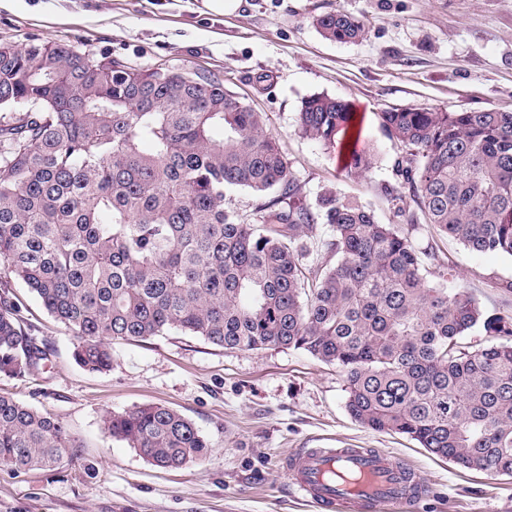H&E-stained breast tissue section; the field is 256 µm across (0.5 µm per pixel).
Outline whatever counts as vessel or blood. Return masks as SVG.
Wrapping results in <instances>:
<instances>
[{"label":"vessel or blood","instance_id":"vessel-or-blood-1","mask_svg":"<svg viewBox=\"0 0 512 512\" xmlns=\"http://www.w3.org/2000/svg\"><path fill=\"white\" fill-rule=\"evenodd\" d=\"M282 469L292 494L319 512H386L427 492L406 463L370 448H302Z\"/></svg>","mask_w":512,"mask_h":512}]
</instances>
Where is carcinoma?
Here are the masks:
<instances>
[{
	"mask_svg": "<svg viewBox=\"0 0 512 512\" xmlns=\"http://www.w3.org/2000/svg\"><path fill=\"white\" fill-rule=\"evenodd\" d=\"M329 41L364 21L317 15ZM405 149L386 190L475 253L512 258V112L395 108L380 113ZM299 133L365 170L362 122L325 94L302 101ZM264 197L256 222L225 192ZM332 227L327 257L303 238ZM441 269L427 279L422 258ZM436 252L335 192L303 196L262 113L217 76L134 66L57 42L0 43V274L35 295L74 337L84 370L112 367V343L178 331L231 349L302 350L339 367L350 416L430 453L512 476V315L490 317L451 288ZM483 326L493 337L461 343ZM49 352L0 287V376L23 378ZM112 436L152 465L179 469L211 447L180 412L145 404L107 414ZM78 447L65 424L0 394V464L60 465Z\"/></svg>",
	"mask_w": 512,
	"mask_h": 512,
	"instance_id": "obj_1",
	"label": "carcinoma"
}]
</instances>
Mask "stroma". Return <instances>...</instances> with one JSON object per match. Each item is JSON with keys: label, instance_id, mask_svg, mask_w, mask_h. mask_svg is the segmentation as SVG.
<instances>
[{"label": "stroma", "instance_id": "stroma-1", "mask_svg": "<svg viewBox=\"0 0 512 512\" xmlns=\"http://www.w3.org/2000/svg\"><path fill=\"white\" fill-rule=\"evenodd\" d=\"M362 17V39L325 40L313 17ZM0 41L66 42L140 66L166 64L215 75L263 112L308 203L332 190L370 207L383 224L406 227L412 198L395 209L400 148L380 124L391 108L512 111V0H242L233 14L203 0H8ZM327 94L364 117L369 169L341 172L333 154L301 137L304 98ZM418 249L453 262L452 285L487 314H512V258L472 252L451 238L411 230ZM24 327L50 349L43 370L0 377V393L49 413L79 440L51 470L0 466V512H318L288 490L281 463L300 448H371L404 460L429 495L409 512H512V476H490L442 460L416 442L377 433L346 409L345 379L301 350L241 351L176 331L112 345V368L84 371L75 340L20 284ZM158 404L190 418L211 448L177 470L151 465L112 437L106 413Z\"/></svg>", "mask_w": 512, "mask_h": 512}]
</instances>
